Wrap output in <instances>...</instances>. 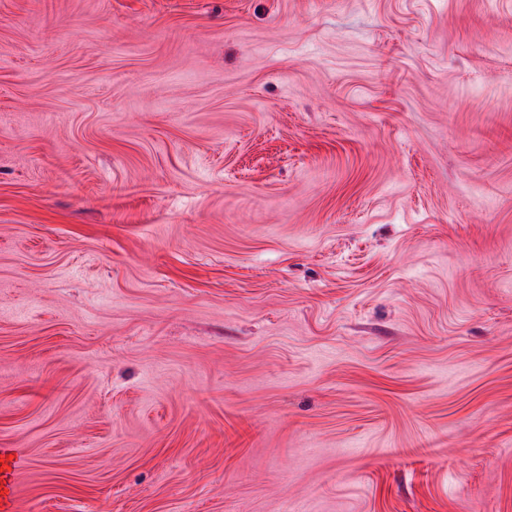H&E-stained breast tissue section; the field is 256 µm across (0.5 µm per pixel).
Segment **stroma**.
<instances>
[{
	"label": "stroma",
	"instance_id": "stroma-1",
	"mask_svg": "<svg viewBox=\"0 0 512 512\" xmlns=\"http://www.w3.org/2000/svg\"><path fill=\"white\" fill-rule=\"evenodd\" d=\"M0 512H512V0H0Z\"/></svg>",
	"mask_w": 512,
	"mask_h": 512
}]
</instances>
